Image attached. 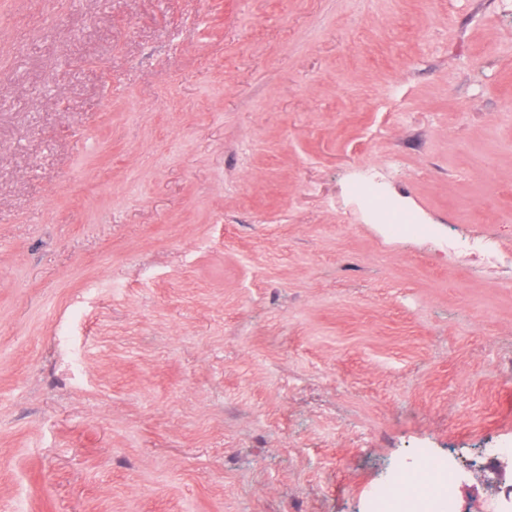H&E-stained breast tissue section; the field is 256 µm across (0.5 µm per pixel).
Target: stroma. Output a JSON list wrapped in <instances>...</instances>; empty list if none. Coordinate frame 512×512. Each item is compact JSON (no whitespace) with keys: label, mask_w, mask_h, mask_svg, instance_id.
<instances>
[{"label":"stroma","mask_w":512,"mask_h":512,"mask_svg":"<svg viewBox=\"0 0 512 512\" xmlns=\"http://www.w3.org/2000/svg\"><path fill=\"white\" fill-rule=\"evenodd\" d=\"M487 448L512 0H0V512H512ZM415 471L419 470L425 472H440L441 474H448V492L446 490L435 488L431 490L425 497H417L413 499L403 498L405 489V478L402 477L395 483H388L377 487L373 491L372 501L374 512H392L397 503L403 499L405 507L408 509L406 512H455L454 511V498L452 488L456 482L455 473L446 468L443 464L426 457H417L413 463ZM443 499V511H436V503ZM448 503V506H447Z\"/></svg>","instance_id":"35a3bbf8"}]
</instances>
